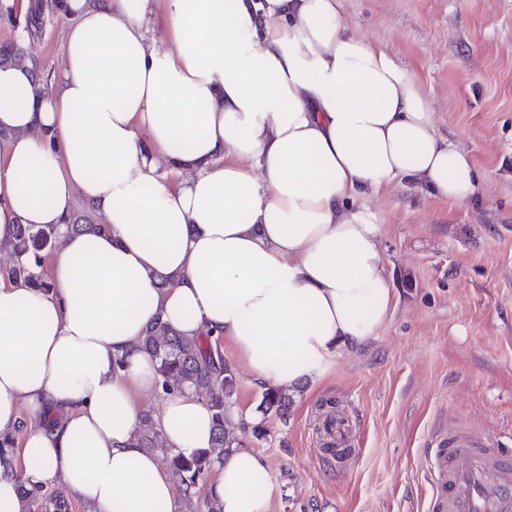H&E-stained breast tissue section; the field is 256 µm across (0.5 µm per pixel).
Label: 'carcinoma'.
<instances>
[{"label":"carcinoma","instance_id":"carcinoma-1","mask_svg":"<svg viewBox=\"0 0 512 512\" xmlns=\"http://www.w3.org/2000/svg\"><path fill=\"white\" fill-rule=\"evenodd\" d=\"M60 244V229L54 225H18L13 244V263L0 271L21 279L36 288L48 287L45 262ZM142 345L155 362L163 393L191 389L205 399L212 415L213 438L210 447L191 457L169 456V468L184 496H198L205 476L224 461V454L241 446L237 428L232 425L231 411L238 388L235 369L224 359L220 339L206 333L187 338L167 323L156 320L143 337ZM261 407L266 412L284 414L288 394L283 389L268 388L262 393ZM139 448H161L163 441L145 413L133 434ZM25 512H46L47 501L40 489H22Z\"/></svg>","mask_w":512,"mask_h":512}]
</instances>
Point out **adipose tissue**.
Segmentation results:
<instances>
[{
  "label": "adipose tissue",
  "mask_w": 512,
  "mask_h": 512,
  "mask_svg": "<svg viewBox=\"0 0 512 512\" xmlns=\"http://www.w3.org/2000/svg\"><path fill=\"white\" fill-rule=\"evenodd\" d=\"M53 90L0 66V247L62 226L49 291L0 274V434L30 427L0 468L91 512H177L160 454L134 447L143 401L172 454L209 447L194 393L161 395L141 339L154 320L221 337L253 378L298 384L364 347L396 298L367 203L399 183L479 192L418 81L349 31L342 0H62ZM96 233L64 229L76 202ZM223 512H271L266 456L235 448L207 487Z\"/></svg>",
  "instance_id": "ef3b65f1"
}]
</instances>
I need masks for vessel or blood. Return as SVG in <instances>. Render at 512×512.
Masks as SVG:
<instances>
[{"label":"vessel or blood","instance_id":"vessel-or-blood-1","mask_svg":"<svg viewBox=\"0 0 512 512\" xmlns=\"http://www.w3.org/2000/svg\"><path fill=\"white\" fill-rule=\"evenodd\" d=\"M428 469V512H512V449L462 425L437 433Z\"/></svg>","mask_w":512,"mask_h":512}]
</instances>
